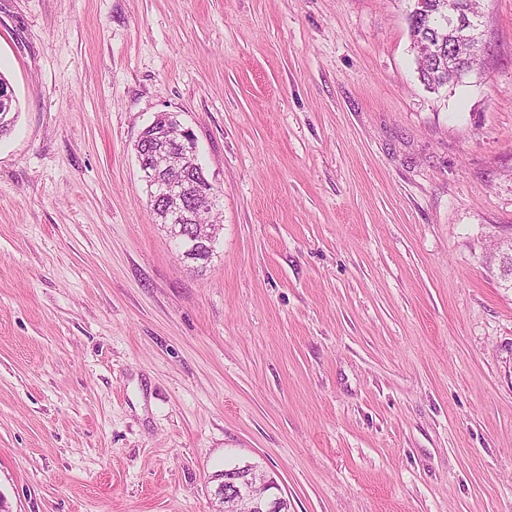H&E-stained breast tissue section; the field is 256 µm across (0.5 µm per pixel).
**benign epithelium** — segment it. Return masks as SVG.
<instances>
[{
    "mask_svg": "<svg viewBox=\"0 0 512 512\" xmlns=\"http://www.w3.org/2000/svg\"><path fill=\"white\" fill-rule=\"evenodd\" d=\"M458 36L479 48L480 27L483 15L461 13L449 8ZM150 126L159 139L149 145L139 138L135 147L143 180L150 190L156 218L177 238L186 241L209 242L215 237H205L191 224L196 207L204 205L217 194L197 160V143L193 132L174 112H158ZM275 480L264 471L250 467L234 470L224 475L217 497L219 507L215 512H229L230 505L244 504L247 512H281L283 497Z\"/></svg>",
    "mask_w": 512,
    "mask_h": 512,
    "instance_id": "1",
    "label": "benign epithelium"
}]
</instances>
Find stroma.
<instances>
[{
  "label": "stroma",
  "mask_w": 512,
  "mask_h": 512,
  "mask_svg": "<svg viewBox=\"0 0 512 512\" xmlns=\"http://www.w3.org/2000/svg\"><path fill=\"white\" fill-rule=\"evenodd\" d=\"M410 0H0V498L512 512V0L420 80ZM179 113L219 190L196 270L134 145ZM227 473L218 489L219 507L214 512H227L232 504L246 505V512L282 511L284 498L275 492H280L278 484L264 471L246 465Z\"/></svg>",
  "instance_id": "stroma-1"
}]
</instances>
